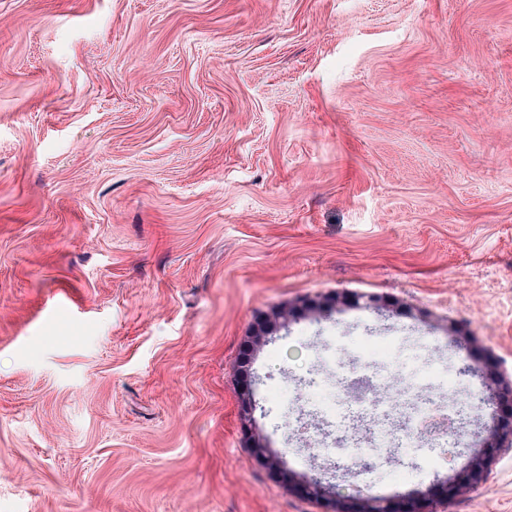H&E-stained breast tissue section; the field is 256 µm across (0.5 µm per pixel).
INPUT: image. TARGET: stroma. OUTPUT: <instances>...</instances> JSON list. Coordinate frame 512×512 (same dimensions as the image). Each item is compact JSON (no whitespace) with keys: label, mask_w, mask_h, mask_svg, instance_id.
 Here are the masks:
<instances>
[{"label":"stroma","mask_w":512,"mask_h":512,"mask_svg":"<svg viewBox=\"0 0 512 512\" xmlns=\"http://www.w3.org/2000/svg\"><path fill=\"white\" fill-rule=\"evenodd\" d=\"M393 336L461 445L349 502L512 384V0H0V512H331L278 390ZM330 474L327 469H322V473L319 476H315L309 480H302L301 482H295L294 478L290 471H288V483L293 484L295 488L298 487L300 491L303 492L304 495L311 498H322L327 496L329 493V489H333L331 485H329V481L327 475Z\"/></svg>","instance_id":"obj_1"}]
</instances>
